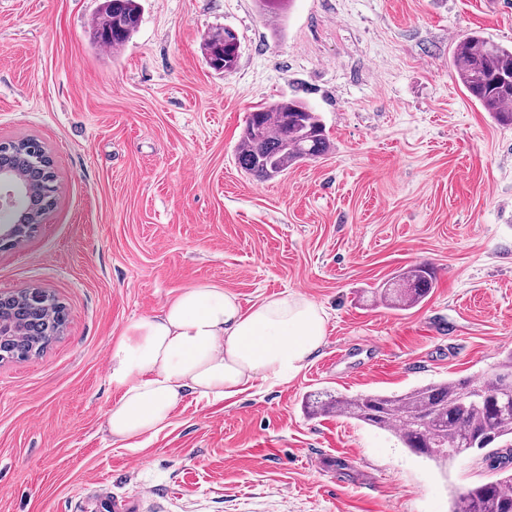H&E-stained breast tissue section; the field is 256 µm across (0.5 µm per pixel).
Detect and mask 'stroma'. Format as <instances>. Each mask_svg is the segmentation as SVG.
Wrapping results in <instances>:
<instances>
[{"label": "stroma", "mask_w": 512, "mask_h": 512, "mask_svg": "<svg viewBox=\"0 0 512 512\" xmlns=\"http://www.w3.org/2000/svg\"><path fill=\"white\" fill-rule=\"evenodd\" d=\"M101 0H0V141H37L53 207L0 250V293L39 288L61 335L0 362V512H449L491 478L481 454L439 469L329 414L319 393L401 392L492 374L512 349V125L459 85L454 42L512 45V0H141L124 46L91 41ZM231 29L237 67L210 69ZM298 97L332 143L258 181L236 149L255 107ZM425 264L410 310L363 291ZM211 283L242 307L299 292L328 315L292 381L189 394L141 447L101 429L107 357L134 320ZM239 39L227 28L212 33L203 43L202 53L208 67L215 72H231L239 57Z\"/></svg>", "instance_id": "obj_1"}]
</instances>
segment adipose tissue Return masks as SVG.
Wrapping results in <instances>:
<instances>
[{
    "label": "adipose tissue",
    "mask_w": 512,
    "mask_h": 512,
    "mask_svg": "<svg viewBox=\"0 0 512 512\" xmlns=\"http://www.w3.org/2000/svg\"><path fill=\"white\" fill-rule=\"evenodd\" d=\"M327 322L324 308L297 292L245 309L212 284L183 289L111 346L109 380L120 397L103 430L136 448L168 426L186 393L223 400L259 383L290 382L324 345Z\"/></svg>",
    "instance_id": "ef3b65f1"
}]
</instances>
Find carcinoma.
Returning <instances> with one entry per match:
<instances>
[{"label":"carcinoma","instance_id":"obj_1","mask_svg":"<svg viewBox=\"0 0 512 512\" xmlns=\"http://www.w3.org/2000/svg\"><path fill=\"white\" fill-rule=\"evenodd\" d=\"M141 20L138 0H104L93 29L100 46L121 47ZM239 39L227 28L203 43L208 67L234 70ZM458 82L497 121L512 124V46L472 32L455 41L452 56ZM330 148L317 112L298 98L275 101L250 113L237 147L240 167L259 179H270L291 164L325 154ZM15 162L33 182L46 186L43 167L26 155ZM435 276L425 264L402 270L372 297L396 310L420 304L434 288ZM19 335L0 338L5 353L43 350L63 326L64 310L56 303L31 308L17 300L9 306ZM314 414H334L391 433L412 453L442 467L469 444L486 451L488 468L498 477L453 498L450 512H512V350L502 352L495 373L486 379H446L398 393L364 392L351 397L324 394L311 400Z\"/></svg>","mask_w":512,"mask_h":512}]
</instances>
